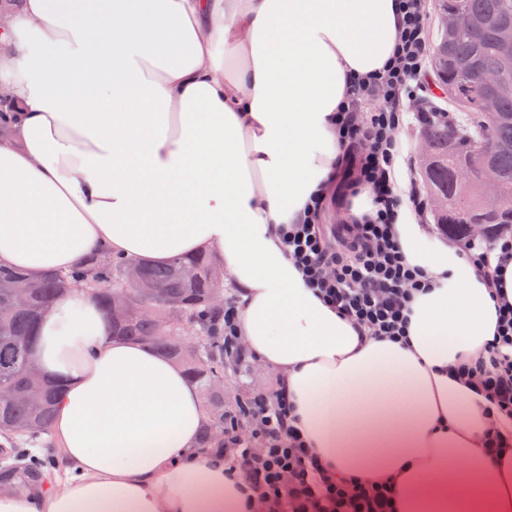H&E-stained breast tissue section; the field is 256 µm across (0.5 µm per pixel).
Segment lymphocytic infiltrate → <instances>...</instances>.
<instances>
[{
    "label": "lymphocytic infiltrate",
    "mask_w": 512,
    "mask_h": 512,
    "mask_svg": "<svg viewBox=\"0 0 512 512\" xmlns=\"http://www.w3.org/2000/svg\"><path fill=\"white\" fill-rule=\"evenodd\" d=\"M401 35L393 63L368 84L356 87L354 101L338 114L344 170L352 189L373 194V214L363 224L319 222L283 228L289 255L301 266L310 288L337 313L367 327L372 335L403 336L412 292L424 285L419 268L406 264L392 226L401 204L418 217L428 214L418 187L399 197L389 181L397 142L394 134L409 115L417 93L432 97L426 82L428 48L425 0H398ZM361 101L373 112H358ZM424 123L426 112H417ZM497 334L488 361L461 367L477 393L505 415L512 413V304L497 308ZM285 388L255 394L224 425V465L237 472L264 512H393L394 494L385 484L334 475L308 448L296 425Z\"/></svg>",
    "instance_id": "f902f5d3"
}]
</instances>
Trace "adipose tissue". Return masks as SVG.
I'll use <instances>...</instances> for the list:
<instances>
[{"label":"adipose tissue","mask_w":512,"mask_h":512,"mask_svg":"<svg viewBox=\"0 0 512 512\" xmlns=\"http://www.w3.org/2000/svg\"><path fill=\"white\" fill-rule=\"evenodd\" d=\"M394 2L23 0L0 37L13 116L0 127V266L36 277L97 249L160 263L209 252L246 348L279 372L337 472L394 476L398 512H512V417L451 373L487 358L512 255L483 270L401 206L394 236L429 288L395 343L316 297L281 233L336 191V114L392 56ZM34 358L63 386V476L41 497L0 494V512H249L240 478L200 445L199 388L111 335L92 291L55 303Z\"/></svg>","instance_id":"adipose-tissue-1"}]
</instances>
